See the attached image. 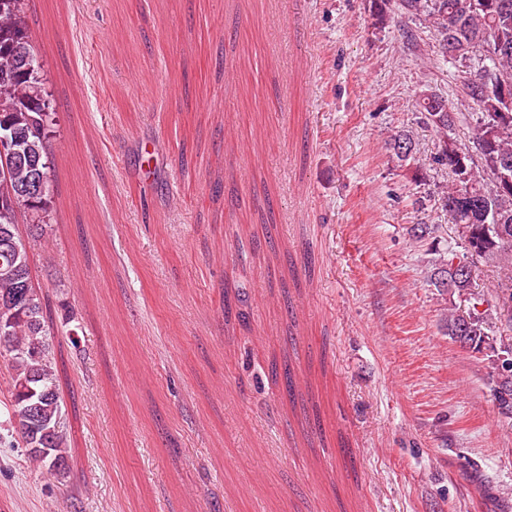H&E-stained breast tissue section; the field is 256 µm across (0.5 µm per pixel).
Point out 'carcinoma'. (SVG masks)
Segmentation results:
<instances>
[{
	"label": "carcinoma",
	"mask_w": 512,
	"mask_h": 512,
	"mask_svg": "<svg viewBox=\"0 0 512 512\" xmlns=\"http://www.w3.org/2000/svg\"><path fill=\"white\" fill-rule=\"evenodd\" d=\"M29 0H0V126L8 123L25 140L38 165L11 156L0 157V230L9 231L20 242L14 251L0 244V300L18 290L39 305L36 320L26 314L0 309V319L10 318L7 350L0 349L10 379L0 394V415L6 416L13 431L39 423L55 426L47 447L27 448L29 458L42 468L59 473L56 463L68 459V423L53 362L47 304L41 288L33 283L30 257L21 242L19 224H42V215L50 208L51 195L37 197L19 208L11 201L22 187L37 176L51 179L50 115L51 105L40 76L41 63L28 25ZM389 0H371L375 23L387 24ZM400 13L421 18L438 37L441 57L449 63L473 62L459 76L457 100L473 108L456 112L446 97L430 92L418 102L426 124L438 135L437 164L449 168L451 181L441 191L442 208L448 220L463 226L459 232L463 255L449 253L436 267L441 272L452 259L484 260L495 263L503 276L495 299L512 304V183L504 185L500 163L512 161V0H397ZM458 43V54L448 56V39ZM468 123L474 142L482 152L473 157L454 138L448 137L458 124ZM388 149L402 161L409 154L401 146L414 149L413 138L399 131L385 141ZM466 169L459 173L458 155ZM455 208L448 209V202ZM459 316L448 309L444 319L446 335L473 353L493 348L512 354V344L489 333L487 314L474 311L465 337L456 334Z\"/></svg>",
	"instance_id": "cac0c4a2"
}]
</instances>
